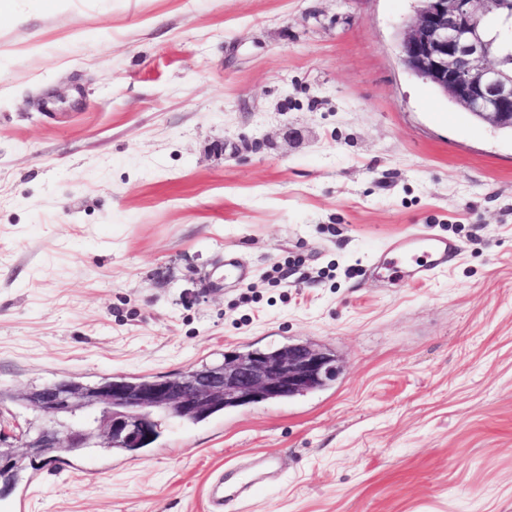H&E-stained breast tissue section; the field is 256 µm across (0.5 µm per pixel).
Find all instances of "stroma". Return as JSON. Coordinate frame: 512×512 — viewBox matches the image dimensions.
Masks as SVG:
<instances>
[{"label":"stroma","instance_id":"1","mask_svg":"<svg viewBox=\"0 0 512 512\" xmlns=\"http://www.w3.org/2000/svg\"><path fill=\"white\" fill-rule=\"evenodd\" d=\"M416 0H17L0 17V389L291 343L337 377L130 456L22 443L0 512H512V134L409 75ZM461 248L403 285L389 246ZM233 253L243 281L224 276ZM274 460L275 454L269 452L257 456L255 460L241 468L236 480L239 491L254 494L274 481L279 472Z\"/></svg>","mask_w":512,"mask_h":512}]
</instances>
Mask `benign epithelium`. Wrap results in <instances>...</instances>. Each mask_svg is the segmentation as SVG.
Segmentation results:
<instances>
[{
    "instance_id": "benign-epithelium-1",
    "label": "benign epithelium",
    "mask_w": 512,
    "mask_h": 512,
    "mask_svg": "<svg viewBox=\"0 0 512 512\" xmlns=\"http://www.w3.org/2000/svg\"><path fill=\"white\" fill-rule=\"evenodd\" d=\"M420 2L399 34L403 67L479 119L512 131V65L483 26L496 18L503 33L511 34L512 0ZM334 372L327 353L296 343L274 352L226 354L208 370L190 367L136 383L109 379L83 387L60 380L27 394L47 425L24 447L76 450L94 435L142 448L156 439L159 415L192 421L229 404L280 401L321 388Z\"/></svg>"
}]
</instances>
